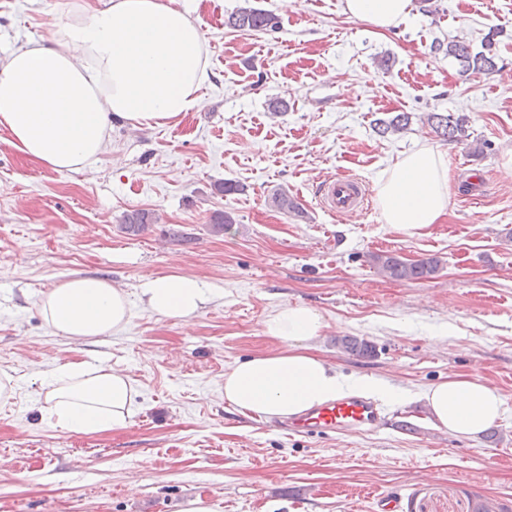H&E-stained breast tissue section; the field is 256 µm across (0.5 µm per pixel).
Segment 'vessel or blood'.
<instances>
[{"mask_svg": "<svg viewBox=\"0 0 512 512\" xmlns=\"http://www.w3.org/2000/svg\"><path fill=\"white\" fill-rule=\"evenodd\" d=\"M366 194L360 182L329 179L323 186V206L327 212L344 216L362 210ZM384 422L382 407L374 400L349 395L311 408L288 420L287 431L299 434H349L370 432Z\"/></svg>", "mask_w": 512, "mask_h": 512, "instance_id": "b4317fda", "label": "vessel or blood"}]
</instances>
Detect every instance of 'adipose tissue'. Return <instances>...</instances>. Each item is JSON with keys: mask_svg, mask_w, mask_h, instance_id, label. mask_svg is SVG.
Segmentation results:
<instances>
[{"mask_svg": "<svg viewBox=\"0 0 512 512\" xmlns=\"http://www.w3.org/2000/svg\"><path fill=\"white\" fill-rule=\"evenodd\" d=\"M412 0H345L348 18L380 30L398 26ZM205 38L184 11L161 0H76L69 21L50 38L0 58V129L12 145L58 171L93 167L104 152L112 120L131 127L162 126L189 111L208 78ZM449 168L444 152L424 145L384 170L376 183L383 223L419 233L448 212ZM214 298L199 280L166 274L145 281L141 303L163 318L190 321ZM44 323L54 335L84 340L123 331L132 317L126 291L105 279L69 278L43 293ZM328 323L316 308L284 304L263 322L279 350L234 363L224 373V400L240 414L285 421L355 392L394 398L369 377H346L312 351ZM46 422L97 434L124 427L139 392L125 374L71 363L44 385ZM436 428L478 438L501 420L504 401L479 378H451L422 394Z\"/></svg>", "mask_w": 512, "mask_h": 512, "instance_id": "1", "label": "adipose tissue"}]
</instances>
